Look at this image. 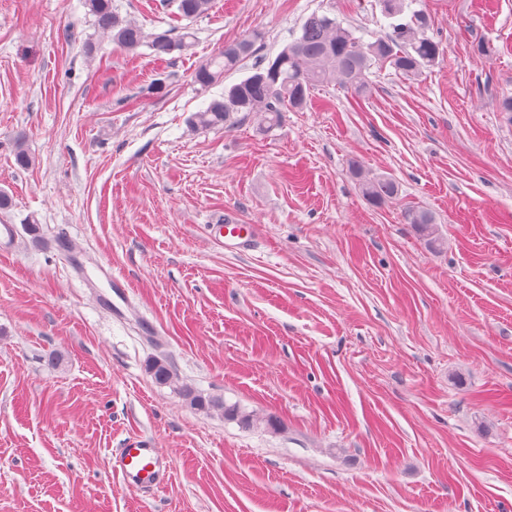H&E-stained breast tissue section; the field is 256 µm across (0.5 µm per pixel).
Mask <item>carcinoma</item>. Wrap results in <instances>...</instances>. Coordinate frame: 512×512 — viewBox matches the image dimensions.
I'll return each instance as SVG.
<instances>
[{
	"mask_svg": "<svg viewBox=\"0 0 512 512\" xmlns=\"http://www.w3.org/2000/svg\"><path fill=\"white\" fill-rule=\"evenodd\" d=\"M387 28L366 41L356 29L328 14L317 12L306 18L298 38L274 57L258 56L260 35L254 33L224 45V49L203 61L193 72L194 83L208 87L220 81L251 58L256 62L250 72L220 98L213 99L193 115V125L200 129L230 127L244 121H255L263 131L280 125L282 113L300 111L309 101L311 89L334 81L341 88L363 98L371 91L369 74L374 67L390 65L398 74L415 78L434 67L444 55L441 43L427 35L431 17L423 10L412 11L407 0H378ZM179 14L187 19L204 15L211 0H174ZM94 24L107 34L119 49L134 52L141 46L162 58L183 54L192 47L193 36L185 31L173 35L167 31L146 34L143 28L121 17L112 0H85ZM351 172L365 199L382 206L399 193L398 183L389 176L371 175L357 161ZM404 223L411 224L428 246L441 250L445 240L439 235L433 214L419 206L406 205L401 210ZM150 374L158 385L173 381L172 367L161 361L150 366ZM189 403L197 409H220L224 419L243 427L264 423L274 425L271 417L244 412L239 404L206 398L189 387L183 388Z\"/></svg>",
	"mask_w": 512,
	"mask_h": 512,
	"instance_id": "carcinoma-1",
	"label": "carcinoma"
}]
</instances>
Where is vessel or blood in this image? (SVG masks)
<instances>
[{
    "instance_id": "vessel-or-blood-1",
    "label": "vessel or blood",
    "mask_w": 512,
    "mask_h": 512,
    "mask_svg": "<svg viewBox=\"0 0 512 512\" xmlns=\"http://www.w3.org/2000/svg\"><path fill=\"white\" fill-rule=\"evenodd\" d=\"M209 230L233 252L249 250L255 236L254 225L238 223L234 218L210 225ZM111 467L122 485L132 491L156 488L167 481L171 472L168 459L145 436L131 437L124 447L115 449L111 454Z\"/></svg>"
}]
</instances>
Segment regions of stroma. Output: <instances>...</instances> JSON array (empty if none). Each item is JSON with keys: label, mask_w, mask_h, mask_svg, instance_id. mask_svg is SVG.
<instances>
[{"label": "stroma", "mask_w": 512, "mask_h": 512, "mask_svg": "<svg viewBox=\"0 0 512 512\" xmlns=\"http://www.w3.org/2000/svg\"><path fill=\"white\" fill-rule=\"evenodd\" d=\"M114 4L149 34L191 28L192 48L161 61L115 48L83 0H0V225L17 234L0 254V512H512V122L494 102L512 94V0H420L443 62L373 68L358 101L316 87L268 132L195 128L248 73L204 89L197 65L254 33L275 56L314 12L377 31V0H213L191 22ZM353 159L398 198L370 205ZM227 215L258 225L251 251L211 239ZM61 234L79 267L48 248ZM186 387L277 424L196 409ZM135 435L172 464L146 493L110 468ZM401 217L405 224L413 225L429 247L438 250L444 248L445 240L439 235L435 217L430 211L408 204L401 210Z\"/></svg>", "instance_id": "obj_1"}]
</instances>
